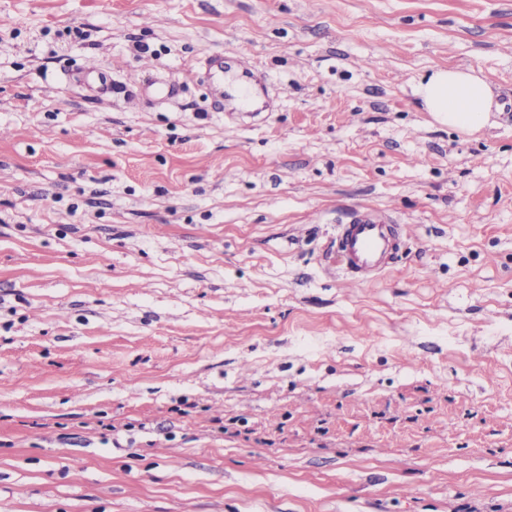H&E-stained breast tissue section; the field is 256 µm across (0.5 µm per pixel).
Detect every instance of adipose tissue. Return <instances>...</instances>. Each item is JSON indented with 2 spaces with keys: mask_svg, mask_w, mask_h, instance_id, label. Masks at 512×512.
I'll return each mask as SVG.
<instances>
[{
  "mask_svg": "<svg viewBox=\"0 0 512 512\" xmlns=\"http://www.w3.org/2000/svg\"><path fill=\"white\" fill-rule=\"evenodd\" d=\"M425 111L450 128L476 133L491 117L492 91L487 82L470 71L435 67L415 87Z\"/></svg>",
  "mask_w": 512,
  "mask_h": 512,
  "instance_id": "adipose-tissue-1",
  "label": "adipose tissue"
}]
</instances>
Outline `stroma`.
I'll list each match as a JSON object with an SVG mask.
<instances>
[{
    "label": "stroma",
    "instance_id": "stroma-1",
    "mask_svg": "<svg viewBox=\"0 0 512 512\" xmlns=\"http://www.w3.org/2000/svg\"><path fill=\"white\" fill-rule=\"evenodd\" d=\"M0 512H512V0H0ZM415 95L426 112L450 128L476 133L489 124L491 88L471 71L434 67L417 83ZM372 211L355 214L349 224L338 225L332 249L344 260L345 277L357 285L370 284L369 274L380 277L395 250L394 224Z\"/></svg>",
    "mask_w": 512,
    "mask_h": 512
}]
</instances>
